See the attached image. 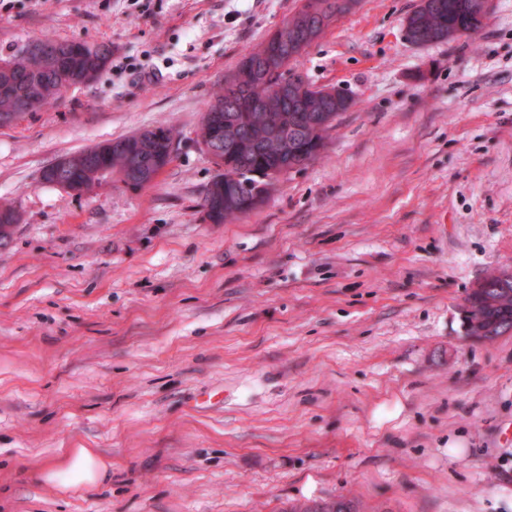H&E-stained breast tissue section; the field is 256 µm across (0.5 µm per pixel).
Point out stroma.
Masks as SVG:
<instances>
[{
    "instance_id": "stroma-1",
    "label": "stroma",
    "mask_w": 512,
    "mask_h": 512,
    "mask_svg": "<svg viewBox=\"0 0 512 512\" xmlns=\"http://www.w3.org/2000/svg\"><path fill=\"white\" fill-rule=\"evenodd\" d=\"M420 0H360L299 68L352 100L259 209L201 211L210 101L296 0H0V56L42 38L113 65L0 127V512H512V335L459 308L512 270V0L417 45ZM164 126L151 185L41 183L64 154ZM112 459L81 499L32 478ZM34 474L63 496L84 498L112 479V459L97 448H63ZM336 503L339 505V508L336 510ZM305 505L306 507L303 509L304 512H357V506L351 500H347L344 498H336L331 500H325L320 502H312L310 503H302L292 507L291 512H300L302 511L301 506Z\"/></svg>"
}]
</instances>
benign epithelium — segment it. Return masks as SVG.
<instances>
[{"label":"benign epithelium","mask_w":512,"mask_h":512,"mask_svg":"<svg viewBox=\"0 0 512 512\" xmlns=\"http://www.w3.org/2000/svg\"><path fill=\"white\" fill-rule=\"evenodd\" d=\"M492 0H467L465 6L472 17L484 23L491 11ZM205 125L207 126V138L200 141L202 150L215 163L219 173V179H224V162L217 157V147L224 143V120L220 113H205ZM139 150L127 148L125 145L106 144L88 152L87 164L97 167L96 180L88 181L81 177V171L75 169L68 159L56 160L51 169L40 174V181L58 187L73 195H87L98 189L112 184L109 169L104 167V159L112 156L114 152H123L129 158V164L123 176V184L129 188L146 186L155 181L170 164L175 152V137L168 134V138L157 145V139L149 134L138 136ZM299 164L283 162L274 170L267 171L264 177L266 184L258 185L250 181L254 176L252 172L232 176V179L224 184V196L249 197L258 195L268 198L271 187L268 183L275 181L284 174L293 171Z\"/></svg>","instance_id":"7a95c632"}]
</instances>
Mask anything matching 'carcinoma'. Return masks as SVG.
Here are the masks:
<instances>
[{
  "label": "carcinoma",
  "instance_id": "cac0c4a2",
  "mask_svg": "<svg viewBox=\"0 0 512 512\" xmlns=\"http://www.w3.org/2000/svg\"><path fill=\"white\" fill-rule=\"evenodd\" d=\"M295 13L282 22L283 27L316 26L324 19L333 16L335 0H299ZM461 0H421L416 9L406 17L410 29L414 30L412 42L419 45L445 41L452 31L469 35L479 30L469 19L459 12ZM284 33L272 32L261 46L244 56L238 63L232 77L236 78L239 95L228 100L230 86L216 95L208 111L231 116L234 130H224V174L238 171L244 166L274 168L279 162V147L269 138V128L282 124L281 132L288 135V142L305 156L306 162L313 161L325 148L328 132L332 125L319 126L314 117L320 110L331 107L337 109L334 116L346 112L349 106L345 101L331 105L324 98L312 92L298 100L285 98L278 87L291 73L298 71L297 61L313 40L309 39L294 49H288ZM45 45L59 44L62 55L45 69L34 56L18 53L10 56L13 69L0 70V117L9 119L18 112L25 111L24 99L36 98L38 107H44L58 100L63 92L60 86L62 76L77 75L89 68H95L102 58L111 57V49L106 45H88L76 41L56 42L40 39ZM271 60L274 68L264 66ZM266 100L265 108L257 111L251 107L252 99ZM206 191L210 197L224 201V210L219 213L218 223L236 216L240 203L224 198V190L212 181ZM483 288L469 293L466 301L471 303L472 320L480 327L496 336L512 333V282L503 281L489 274ZM291 512H357L354 502L336 498L295 505Z\"/></svg>",
  "mask_w": 512,
  "mask_h": 512
}]
</instances>
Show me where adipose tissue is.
<instances>
[{"mask_svg": "<svg viewBox=\"0 0 512 512\" xmlns=\"http://www.w3.org/2000/svg\"><path fill=\"white\" fill-rule=\"evenodd\" d=\"M35 474L61 495L82 498L111 480L112 460L96 448H64Z\"/></svg>", "mask_w": 512, "mask_h": 512, "instance_id": "ef3b65f1", "label": "adipose tissue"}]
</instances>
